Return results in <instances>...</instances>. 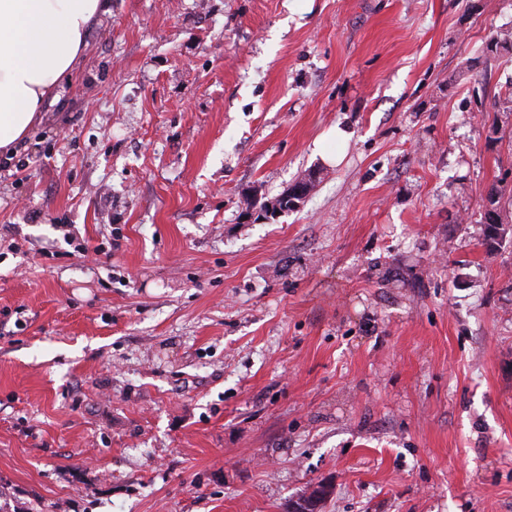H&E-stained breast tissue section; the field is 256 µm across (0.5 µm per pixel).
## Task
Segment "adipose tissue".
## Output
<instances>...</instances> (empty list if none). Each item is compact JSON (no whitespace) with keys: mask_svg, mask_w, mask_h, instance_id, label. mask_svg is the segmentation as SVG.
Listing matches in <instances>:
<instances>
[{"mask_svg":"<svg viewBox=\"0 0 512 512\" xmlns=\"http://www.w3.org/2000/svg\"><path fill=\"white\" fill-rule=\"evenodd\" d=\"M108 0H0V152L16 153L76 68Z\"/></svg>","mask_w":512,"mask_h":512,"instance_id":"adipose-tissue-1","label":"adipose tissue"}]
</instances>
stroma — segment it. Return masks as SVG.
Here are the masks:
<instances>
[{"instance_id": "35a3bbf8", "label": "stroma", "mask_w": 512, "mask_h": 512, "mask_svg": "<svg viewBox=\"0 0 512 512\" xmlns=\"http://www.w3.org/2000/svg\"><path fill=\"white\" fill-rule=\"evenodd\" d=\"M503 33L512 0H110L0 156V512H512ZM505 196V189L500 185H493L489 192L488 201L490 208L486 209L484 213V224H487V235L489 240H498L502 237L500 230H504L503 220L496 203L499 199Z\"/></svg>"}]
</instances>
